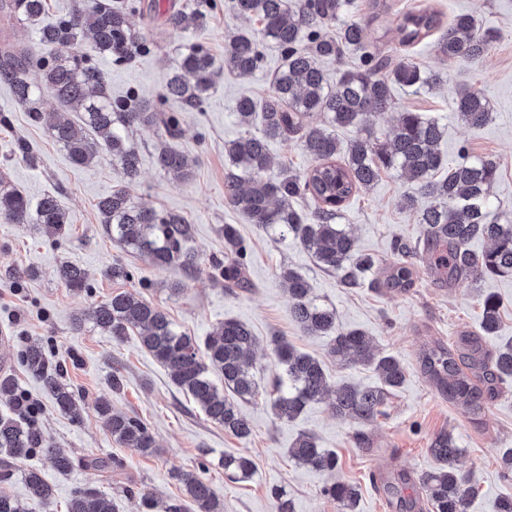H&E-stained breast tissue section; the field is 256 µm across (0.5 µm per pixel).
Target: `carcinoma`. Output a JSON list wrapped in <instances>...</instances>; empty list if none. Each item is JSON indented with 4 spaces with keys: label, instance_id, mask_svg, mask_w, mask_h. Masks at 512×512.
I'll return each instance as SVG.
<instances>
[{
    "label": "carcinoma",
    "instance_id": "carcinoma-1",
    "mask_svg": "<svg viewBox=\"0 0 512 512\" xmlns=\"http://www.w3.org/2000/svg\"><path fill=\"white\" fill-rule=\"evenodd\" d=\"M386 7L385 0H371L369 15H360V0H233L237 17L255 20L260 29L237 28L224 41V65L195 44L184 48L167 74L164 90L156 100L131 96L112 101L103 72L89 61V53L109 56L122 63L131 58L135 42L129 14L134 6L127 0H83L73 13L44 27L33 46L18 48L0 42V82L9 86L15 101L27 107L35 121L41 119L38 102L45 94L63 109L47 127L49 137L68 155L73 165L89 167L99 156V145L89 137H103L126 183L139 177V153L131 133L139 127L163 128L175 138L181 134L178 113L165 109L168 101L179 102L186 112H199L215 85L220 69L240 77L250 76L264 62V46L274 44L282 65L273 75L272 94L256 99L242 96L236 116L247 127L244 134L224 144L229 166L224 170V200L250 223L275 232L279 238L298 241L325 271L336 274L346 288L361 285L362 276L375 273L381 288L405 291L412 287L419 246L428 255V273L444 285L459 281L477 282L489 276L512 275V219L503 216L492 201L498 178L496 161L487 157L469 159L450 166L438 145L444 127L438 119L420 112L397 108L392 85L415 92L443 83L436 72H426L407 51L440 28L439 16L429 10H409L398 26L400 46L386 52L364 40L366 25ZM5 8L18 21L33 20L46 8V0H9ZM207 9L173 4L166 23L173 28L200 24ZM494 34L479 30L468 13L454 17L433 43V50L451 66L474 67L484 58ZM141 49L150 43L141 41ZM353 55L358 65L339 69L331 78L321 67L324 59L342 60ZM42 72L41 83L29 81L32 69ZM456 112L470 127L481 128L492 120L489 103L478 90L456 93ZM397 111L386 141L377 143L369 132L370 118ZM81 115L83 132H78L68 113ZM260 115L259 133L248 130ZM322 115L325 125L306 118ZM355 128L362 135L342 147L334 129ZM293 141L310 157L313 166L304 172L272 171L268 141ZM156 161L174 179L190 178L187 157L162 146ZM383 171H394L415 185L414 194L402 201L417 214L421 235L416 242L394 243L399 261L381 266L377 258L362 253L352 232L336 223L344 203L356 192L373 184ZM427 204L418 206V199ZM308 201L313 209L298 204ZM105 233L127 251L147 258L158 268L178 266L190 275L195 257L186 248L193 225L172 210H159L134 200L123 188L101 197L96 203ZM0 219L7 224H37L49 237H63L71 219L60 200L46 195L36 205L0 178ZM477 240L489 243L487 250L472 249ZM250 247L232 224L224 225V260L216 262V281L225 287H246L245 271ZM62 283L74 290L87 288V274L77 264L57 270ZM279 278L288 292L289 316L309 336L330 337V354L342 366L371 368L377 382L358 385L330 383L323 363L297 350L288 340L273 341L280 372L269 392L273 414L292 420L316 402L329 400L336 416L361 423L381 414L393 391L405 381L406 369L395 356L380 351L372 337L359 329L337 323L336 310L317 302L309 281L292 267H281ZM499 300L489 293L482 299L481 336L462 339L466 356L460 357L441 346L431 347L423 369L448 399L468 407L474 418L488 411L484 391L496 380L512 377V344L486 355L481 337L491 336L499 324ZM94 326L116 341L134 333L139 346L168 370L173 384L204 412L208 419L239 438L251 434L249 421L238 402L259 396L252 357L259 338L244 323L226 319L219 323L199 353L196 340L177 328L169 316L142 293L120 291L100 303L93 312ZM21 363L55 401L60 413L79 418L74 390L62 381V365L52 362L43 347L32 344L20 353ZM218 371L219 386L211 377ZM0 397L5 412L0 414V452L15 464L33 454L44 455L59 474L74 470L76 457L46 440L19 405L20 392L9 375L0 376ZM112 439L124 448L143 454L157 453L156 442L146 424L136 416L112 408L109 397L98 400ZM435 462L418 480L417 493L432 512H467L475 489L458 469L462 449L454 437L439 434L428 448ZM288 455L297 463L319 471L338 467L336 454L319 447L316 438L299 435ZM230 481L246 479L254 464L244 455L226 454L219 459ZM25 488L22 497L0 491V512H28L25 502L34 500L48 508L54 500L51 484L41 470L21 469ZM172 478L182 485L184 497L158 501L147 491L141 505L147 512H223L212 486L194 472L177 471ZM411 478L400 485L384 483L399 507L410 509L413 501L402 496ZM341 512H354L356 486L338 480L323 488ZM66 512H115L112 499L94 487H79L67 500Z\"/></svg>",
    "mask_w": 512,
    "mask_h": 512
}]
</instances>
